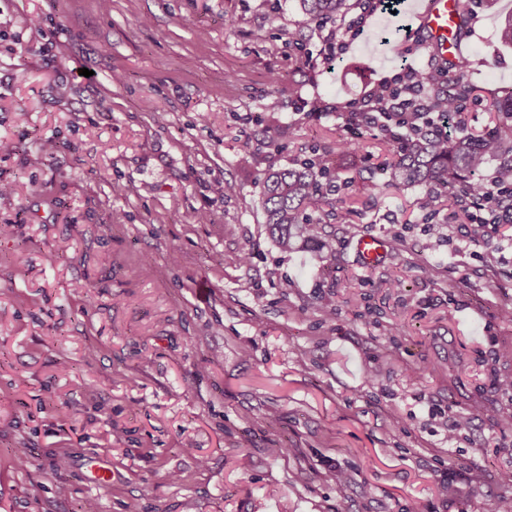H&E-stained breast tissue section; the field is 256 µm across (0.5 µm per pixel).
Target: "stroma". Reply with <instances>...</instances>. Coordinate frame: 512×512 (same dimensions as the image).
Segmentation results:
<instances>
[{"mask_svg":"<svg viewBox=\"0 0 512 512\" xmlns=\"http://www.w3.org/2000/svg\"><path fill=\"white\" fill-rule=\"evenodd\" d=\"M467 8L461 50L485 63L462 134L494 127L512 87V0ZM36 16L66 70L39 51ZM301 18L298 0H0V512L512 498V395L495 385L512 376V224L481 238L448 198L422 211L423 187L390 184L394 143L339 117L402 61L425 65L408 5L373 14L331 65L338 22ZM314 153L336 169L328 246L285 252L258 178ZM224 180L234 196L214 193ZM363 235L385 244L371 268ZM457 414L469 424L446 441ZM96 463L109 481H91Z\"/></svg>","mask_w":512,"mask_h":512,"instance_id":"obj_1","label":"stroma"}]
</instances>
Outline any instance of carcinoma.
<instances>
[{
    "label": "carcinoma",
    "mask_w": 512,
    "mask_h": 512,
    "mask_svg": "<svg viewBox=\"0 0 512 512\" xmlns=\"http://www.w3.org/2000/svg\"><path fill=\"white\" fill-rule=\"evenodd\" d=\"M304 26L316 19L344 20L357 8H366L363 0H299ZM484 65L477 54L455 57L448 66L431 63L425 67L423 81L429 86L432 104L440 109H453L474 93L460 73ZM499 123L481 135L450 136L438 140L429 135L416 138L395 152L392 179L404 185H420L429 196L420 206H433L445 195L462 208L479 202L480 189L474 176L491 161H499L497 176L512 178V147L507 135L512 134V88L491 103ZM336 176L328 162L315 157L292 167L268 170L261 178L262 207L266 230L278 246L291 250L298 242L321 239V215L328 205V191Z\"/></svg>",
    "instance_id": "1"
}]
</instances>
